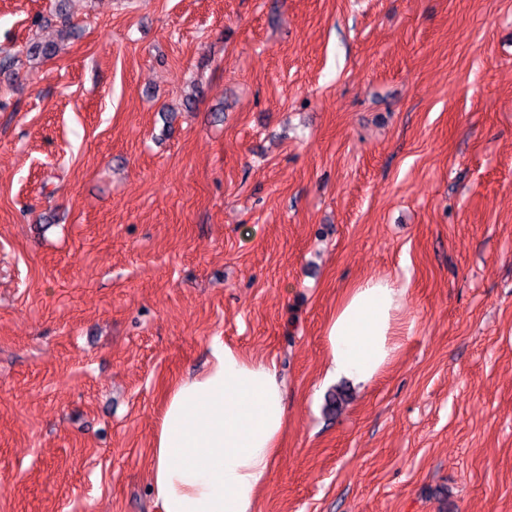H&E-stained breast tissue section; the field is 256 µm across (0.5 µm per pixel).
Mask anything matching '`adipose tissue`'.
<instances>
[{"label":"adipose tissue","instance_id":"ef3b65f1","mask_svg":"<svg viewBox=\"0 0 512 512\" xmlns=\"http://www.w3.org/2000/svg\"><path fill=\"white\" fill-rule=\"evenodd\" d=\"M407 288L368 279L326 325V377L373 383L402 344ZM288 427L275 362L213 337L205 369L168 388L150 472L159 512H254Z\"/></svg>","mask_w":512,"mask_h":512}]
</instances>
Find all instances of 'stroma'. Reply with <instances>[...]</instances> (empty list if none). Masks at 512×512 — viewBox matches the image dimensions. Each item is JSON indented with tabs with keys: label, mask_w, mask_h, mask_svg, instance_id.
I'll list each match as a JSON object with an SVG mask.
<instances>
[{
	"label": "stroma",
	"mask_w": 512,
	"mask_h": 512,
	"mask_svg": "<svg viewBox=\"0 0 512 512\" xmlns=\"http://www.w3.org/2000/svg\"><path fill=\"white\" fill-rule=\"evenodd\" d=\"M57 3L0 0V48ZM67 9L0 84V512H158L216 336L287 383L255 512H512V0ZM385 276L411 331L326 414V324Z\"/></svg>",
	"instance_id": "1"
}]
</instances>
